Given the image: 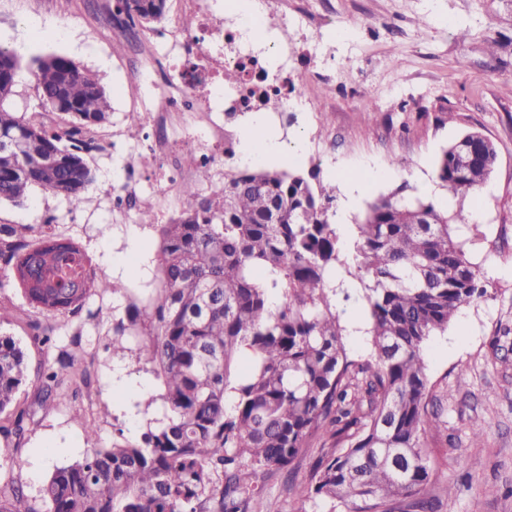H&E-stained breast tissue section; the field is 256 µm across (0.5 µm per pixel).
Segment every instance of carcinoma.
Here are the masks:
<instances>
[{"mask_svg": "<svg viewBox=\"0 0 512 512\" xmlns=\"http://www.w3.org/2000/svg\"><path fill=\"white\" fill-rule=\"evenodd\" d=\"M167 0H115L126 22L161 20ZM19 60L0 44V202L21 205L36 185L78 208L92 180L86 155L109 122L98 80L70 59L38 61L43 109L64 116L48 130L5 108ZM463 165L454 143L435 174L464 199L497 160L486 137L469 138ZM404 185L376 199L345 248L336 186L319 172H248L229 165L222 183L180 192L189 207L166 224L142 204L137 219L156 230L158 296L128 299L112 324V355L135 353L161 382L141 403H161L136 442L88 448L56 469L42 490L46 512H272L257 471H286L308 438L323 441L307 496L339 500L350 512H410L427 491L422 440L439 429L425 347L463 307L488 295L481 266L462 238L463 210H442ZM87 252L57 224H0V280L15 281L51 317L78 316L91 291L122 294L97 279ZM363 284L367 357L346 348L338 310L344 278ZM137 346H129V338ZM61 360L41 372L43 403L55 405L65 377L87 382ZM29 368L0 333V413L12 408Z\"/></svg>", "mask_w": 512, "mask_h": 512, "instance_id": "1", "label": "carcinoma"}]
</instances>
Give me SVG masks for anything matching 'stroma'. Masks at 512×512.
I'll return each instance as SVG.
<instances>
[{"instance_id": "stroma-1", "label": "stroma", "mask_w": 512, "mask_h": 512, "mask_svg": "<svg viewBox=\"0 0 512 512\" xmlns=\"http://www.w3.org/2000/svg\"><path fill=\"white\" fill-rule=\"evenodd\" d=\"M113 0H0V44L20 59L9 106L38 111L34 60L60 55L94 74L110 101V120L99 135L109 151L91 153L84 204L71 208L61 196L32 187L25 205L0 203V224H40L56 216L92 258L96 277L124 281L128 296L92 293L85 307L95 318L60 322L54 345L36 340L47 318L13 281L0 286V332L23 348L31 372L18 395L25 412L21 436L0 434V489H20L25 505H41L52 472L88 448L135 441L156 408L139 406L141 391L159 392L135 356H112V322L128 298H155L158 235L135 214L113 210L111 189L124 182V164L140 146L125 132L126 115L142 109L149 87H136L137 64L126 37H112ZM337 23L326 35L327 54L298 51L295 70L304 84L319 69L333 87L311 95L280 123L262 115L267 134L284 156L259 161V170L318 169L337 187L336 223L354 224L369 203L402 184L430 185L427 200L464 208L475 225L468 248L480 263L489 293L462 308L447 331L428 342L425 355L441 429L428 436L432 491L424 512H512V0H336ZM498 47L488 52L487 38ZM477 131L497 150L490 178L464 202L449 200L435 178V164L451 143ZM377 172L353 186L348 174ZM90 372V386L51 407L41 404L39 373L60 353ZM94 422L95 436L84 421ZM485 435L474 441L473 425ZM310 438L288 471L259 474L277 512H349L340 501L300 500L320 454Z\"/></svg>"}]
</instances>
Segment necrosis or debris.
<instances>
[{"mask_svg": "<svg viewBox=\"0 0 512 512\" xmlns=\"http://www.w3.org/2000/svg\"><path fill=\"white\" fill-rule=\"evenodd\" d=\"M213 2L181 0L182 9L196 15L197 28L191 35L171 30L165 55L141 42L134 45L139 62L137 80L153 77L161 57L166 60L169 77L143 107L151 137L137 159L125 166L123 187L112 194V206L118 212L132 209L141 170H150L153 184L168 193L203 169L223 165L225 156L234 150L237 132L219 121V114L259 110L269 97L303 95L302 90L288 86L295 46L276 38L258 42L241 28L226 26ZM266 7L269 15L278 19L277 30L299 36L306 42L309 55L321 53L314 35L333 25V18H315L289 8L288 0H267ZM218 56L224 59L220 69L211 65ZM228 68L242 70L241 83L225 86L224 71ZM200 84L212 86L214 95L198 99L194 88Z\"/></svg>", "mask_w": 512, "mask_h": 512, "instance_id": "necrosis-or-debris-1", "label": "necrosis or debris"}]
</instances>
